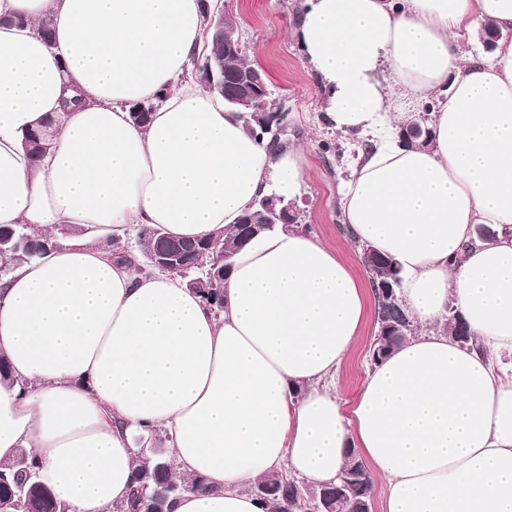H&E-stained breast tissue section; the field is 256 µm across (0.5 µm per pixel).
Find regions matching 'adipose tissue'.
Wrapping results in <instances>:
<instances>
[{
    "label": "adipose tissue",
    "instance_id": "1",
    "mask_svg": "<svg viewBox=\"0 0 512 512\" xmlns=\"http://www.w3.org/2000/svg\"><path fill=\"white\" fill-rule=\"evenodd\" d=\"M483 24L501 38L468 57L457 39ZM204 28L200 0H0V225L84 230L0 278V460L27 449L67 512H112L132 489L129 432L152 427L170 433L176 473L204 482L173 512H263L247 484L280 467L331 482L353 448L387 512H512V376L493 368L512 353V0H306L298 41L327 120L372 138L343 221L398 262L420 329L348 408L327 381L368 294L315 236L243 248L218 314L98 245L134 224L208 237L301 190L304 149L251 135L183 82ZM152 100L135 125L131 105ZM425 102L428 145L402 144ZM49 117L53 143L30 161L22 135ZM452 305L470 345L442 331Z\"/></svg>",
    "mask_w": 512,
    "mask_h": 512
}]
</instances>
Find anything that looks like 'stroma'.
I'll use <instances>...</instances> for the list:
<instances>
[{
  "mask_svg": "<svg viewBox=\"0 0 512 512\" xmlns=\"http://www.w3.org/2000/svg\"><path fill=\"white\" fill-rule=\"evenodd\" d=\"M304 6L305 0H231L228 14L247 45L248 61L266 71L274 98L288 113V127L278 140L279 147L307 150L310 168L301 194L293 200L300 231L316 236L337 252L364 280L368 274L343 230L340 207L345 158L355 154L356 144L337 134L324 119L320 80L303 60L296 39ZM326 142L334 144V151L324 152ZM375 334V313L370 310L336 375V394L344 404H352L361 389Z\"/></svg>",
  "mask_w": 512,
  "mask_h": 512,
  "instance_id": "obj_1",
  "label": "stroma"
}]
</instances>
